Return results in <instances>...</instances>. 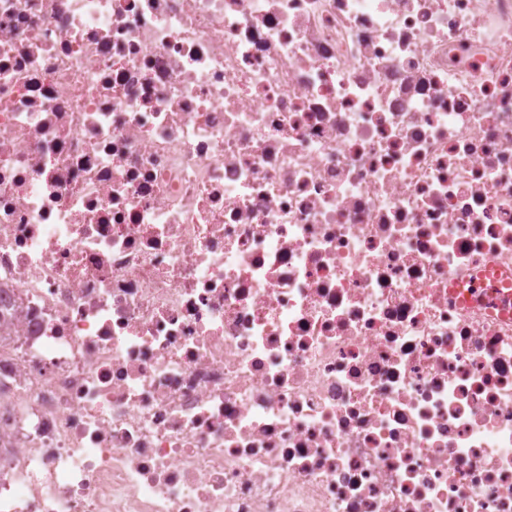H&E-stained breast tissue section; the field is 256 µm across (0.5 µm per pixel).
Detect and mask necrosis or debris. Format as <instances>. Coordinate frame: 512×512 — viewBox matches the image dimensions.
Masks as SVG:
<instances>
[{
	"label": "necrosis or debris",
	"mask_w": 512,
	"mask_h": 512,
	"mask_svg": "<svg viewBox=\"0 0 512 512\" xmlns=\"http://www.w3.org/2000/svg\"><path fill=\"white\" fill-rule=\"evenodd\" d=\"M0 512H512V0H0Z\"/></svg>",
	"instance_id": "obj_1"
}]
</instances>
